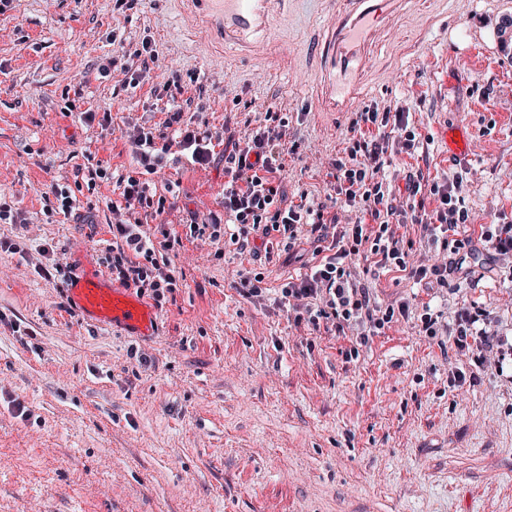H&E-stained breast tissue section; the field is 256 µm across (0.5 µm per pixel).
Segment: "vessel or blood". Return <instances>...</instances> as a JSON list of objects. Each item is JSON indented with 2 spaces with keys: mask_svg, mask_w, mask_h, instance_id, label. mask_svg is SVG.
I'll list each match as a JSON object with an SVG mask.
<instances>
[{
  "mask_svg": "<svg viewBox=\"0 0 512 512\" xmlns=\"http://www.w3.org/2000/svg\"><path fill=\"white\" fill-rule=\"evenodd\" d=\"M397 0H346L325 43L331 71L325 79L322 106L349 107L359 95L365 48L374 25L394 11ZM212 19L224 26V40L247 49L252 39L277 31L273 0H207ZM72 308L83 319L125 330L134 336L154 335L158 325L151 305L133 289L116 287L96 269L74 274L68 291Z\"/></svg>",
  "mask_w": 512,
  "mask_h": 512,
  "instance_id": "b4317fda",
  "label": "vessel or blood"
}]
</instances>
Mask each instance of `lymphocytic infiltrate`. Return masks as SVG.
Returning <instances> with one entry per match:
<instances>
[{"label":"lymphocytic infiltrate","instance_id":"1","mask_svg":"<svg viewBox=\"0 0 512 512\" xmlns=\"http://www.w3.org/2000/svg\"><path fill=\"white\" fill-rule=\"evenodd\" d=\"M257 126L247 139L234 142L225 151L224 200L222 213L199 218L190 213L181 227L160 223V216L170 208L167 196L155 195L148 176L168 158L173 148L186 152L192 164L206 167L216 157L214 136L198 115H186L181 106L170 108L163 128L139 126L126 131L125 137L134 159L131 170L114 175L99 164L81 169L73 186L54 187L53 198L45 204L47 216H75L80 193L95 194L102 184L113 182L118 199L107 204L112 214L108 231L111 243L100 262L113 279L149 296L156 306H163L179 288L170 255L184 241L207 238L227 239L237 251H246L253 235L278 233L279 244L291 251L302 244H313L315 259L308 271L291 278L277 290V303L295 323L310 331L345 334L354 331L355 345L350 356L370 337L408 317L407 302L380 306L368 288L361 285L349 261L361 257L379 268L395 269L409 277L446 286L453 273L468 272L472 239L467 233L469 211L464 205V175L452 181L411 180L410 194L396 201L385 175L395 154L414 155L422 141L410 121L406 108L396 111H365L353 123L346 158L336 160L332 205L338 216L326 217L328 204L309 200L307 194L289 197L282 185L284 158L295 154L288 141V120L273 108H266L256 118ZM425 193L436 202L432 212L419 213L418 194ZM156 220L153 231H146L144 218ZM412 222L423 225L430 234L441 237L448 262L413 265L395 227ZM483 313L461 309L449 334L451 349L471 354L478 366L494 363L502 367L503 353L489 334Z\"/></svg>","mask_w":512,"mask_h":512}]
</instances>
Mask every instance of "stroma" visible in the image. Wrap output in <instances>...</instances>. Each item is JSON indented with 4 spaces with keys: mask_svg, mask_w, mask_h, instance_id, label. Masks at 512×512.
I'll list each match as a JSON object with an SVG mask.
<instances>
[{
    "mask_svg": "<svg viewBox=\"0 0 512 512\" xmlns=\"http://www.w3.org/2000/svg\"><path fill=\"white\" fill-rule=\"evenodd\" d=\"M340 7L288 0L275 67L225 46L185 0H11L0 13V200L22 217L0 223L13 245L0 251V512H512V375L477 370L414 319L348 359L351 336L310 333L239 295L253 255L196 240L174 260L182 285L155 335L126 336L88 324L61 280L36 272L98 262L115 184L83 200L78 219L47 217L44 195L91 162L131 168L122 132L163 123L165 88L218 133L231 121L248 135L250 112L286 113L300 152L284 182L317 202L358 113L409 108L424 146L395 157L393 186L468 169L462 194L482 252V225L512 222V0H405L367 51V94L352 111L320 112L318 44ZM145 40L148 65L134 54ZM130 69L142 74L134 88ZM175 73L180 87L167 88ZM71 100L110 113L112 133L66 114ZM447 129L464 151L446 152ZM174 178L164 223L221 212L223 165L169 161L151 176L160 188ZM355 266L379 305L427 303L446 325L474 308L512 343L508 263L482 252L444 288ZM454 371L465 384L449 385Z\"/></svg>",
    "mask_w": 512,
    "mask_h": 512,
    "instance_id": "1",
    "label": "stroma"
}]
</instances>
